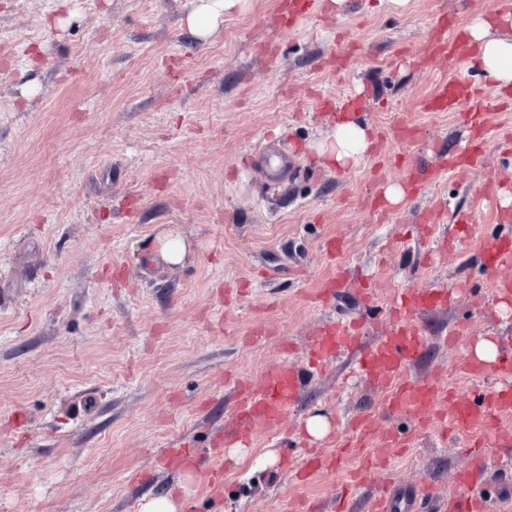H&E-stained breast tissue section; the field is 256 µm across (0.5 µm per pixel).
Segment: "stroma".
I'll return each instance as SVG.
<instances>
[{
  "label": "stroma",
  "mask_w": 512,
  "mask_h": 512,
  "mask_svg": "<svg viewBox=\"0 0 512 512\" xmlns=\"http://www.w3.org/2000/svg\"><path fill=\"white\" fill-rule=\"evenodd\" d=\"M200 2L0 0V512H141L177 490L183 470L161 452L181 440L199 457L194 512H329L361 464L340 452L360 416L386 467L350 512L387 480L447 497L472 463L465 436L389 412V387L351 377L343 357L313 368L309 346L341 317L373 343L399 291L450 288L448 308L417 318L426 343L409 374L460 399L498 386L471 368L481 339L512 349L498 293L512 260L491 267L482 252L512 236L485 199L488 183L512 190V154L490 138L482 167L446 170L473 132L426 104L477 71L426 48L440 15L465 27L499 0H346L337 13L315 0L292 21L287 0H248L205 38L183 24ZM352 94L378 139L339 170L318 156L332 120L315 102ZM416 166L423 189L377 221L373 195ZM171 233L185 261L152 262ZM284 362L301 388L280 426L212 456L239 383L260 388ZM317 414L320 439L305 432ZM307 448L334 465L302 482ZM480 490L512 512L511 454Z\"/></svg>",
  "instance_id": "1"
}]
</instances>
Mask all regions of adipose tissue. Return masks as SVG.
<instances>
[{"mask_svg": "<svg viewBox=\"0 0 512 512\" xmlns=\"http://www.w3.org/2000/svg\"><path fill=\"white\" fill-rule=\"evenodd\" d=\"M477 49V65L496 89L512 87V17H478L467 28ZM373 142L368 128L349 115L338 117L317 146L318 154L339 168L357 166Z\"/></svg>", "mask_w": 512, "mask_h": 512, "instance_id": "ef3b65f1", "label": "adipose tissue"}]
</instances>
